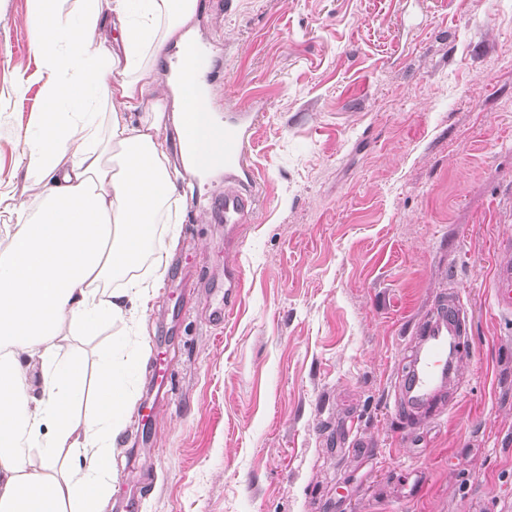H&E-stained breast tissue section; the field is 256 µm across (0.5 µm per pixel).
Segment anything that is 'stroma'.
Masks as SVG:
<instances>
[{
  "mask_svg": "<svg viewBox=\"0 0 512 512\" xmlns=\"http://www.w3.org/2000/svg\"><path fill=\"white\" fill-rule=\"evenodd\" d=\"M31 0H0V183L32 190L16 97L40 61ZM220 115L251 109L257 202L225 245L209 221L223 175L192 178L153 248L167 270L139 315L133 406L105 512H512V0H198ZM243 272L223 327L184 269ZM459 292L469 350L427 418L395 380L420 322ZM172 398L148 429L152 369ZM492 300L495 309L509 315L512 313V265L498 269L492 286Z\"/></svg>",
  "mask_w": 512,
  "mask_h": 512,
  "instance_id": "obj_1",
  "label": "stroma"
}]
</instances>
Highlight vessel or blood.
<instances>
[{"instance_id":"vessel-or-blood-1","label":"vessel or blood","mask_w":512,"mask_h":512,"mask_svg":"<svg viewBox=\"0 0 512 512\" xmlns=\"http://www.w3.org/2000/svg\"><path fill=\"white\" fill-rule=\"evenodd\" d=\"M182 59L193 65L197 79L214 83L216 69L206 50L194 44L187 45L182 51ZM256 122V116L248 111L224 120L227 184L211 218L223 223L229 234L247 223L256 202L257 183L247 161L250 132ZM242 281L239 267H225L223 296L210 303L206 310L209 323L222 324L232 315ZM492 300L499 313H512V265L502 266L496 272ZM467 332V319L453 298L442 301L431 318L418 327L408 368L397 378L396 406L399 410L427 411L435 406L441 390L457 370Z\"/></svg>"}]
</instances>
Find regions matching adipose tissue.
Wrapping results in <instances>:
<instances>
[{"instance_id": "obj_1", "label": "adipose tissue", "mask_w": 512, "mask_h": 512, "mask_svg": "<svg viewBox=\"0 0 512 512\" xmlns=\"http://www.w3.org/2000/svg\"><path fill=\"white\" fill-rule=\"evenodd\" d=\"M196 0H33L28 24L49 107L24 129L18 165L33 203L0 190L13 215L0 250V512H103L113 451L138 370L130 338L98 355L95 410L80 416L86 362L68 346L152 297L132 277L154 239L180 173L162 132L168 107L194 112L213 156L186 166L213 173L224 135L205 110L208 91L185 71L174 101L157 94L155 67L182 40ZM39 367L40 382L29 372Z\"/></svg>"}]
</instances>
